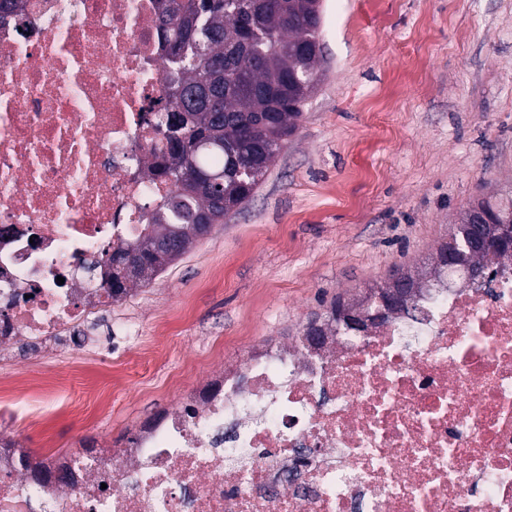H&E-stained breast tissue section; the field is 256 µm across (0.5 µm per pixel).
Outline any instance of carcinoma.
I'll return each instance as SVG.
<instances>
[{
    "instance_id": "obj_1",
    "label": "carcinoma",
    "mask_w": 512,
    "mask_h": 512,
    "mask_svg": "<svg viewBox=\"0 0 512 512\" xmlns=\"http://www.w3.org/2000/svg\"><path fill=\"white\" fill-rule=\"evenodd\" d=\"M321 0H169L159 21L177 67L166 113L174 189L137 239L112 250L135 254L137 275L113 277L112 298L145 286L224 216L247 202L297 130L323 62ZM476 206L512 225V198ZM462 211L448 225L457 265H478Z\"/></svg>"
}]
</instances>
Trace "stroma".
I'll return each mask as SVG.
<instances>
[{
  "mask_svg": "<svg viewBox=\"0 0 512 512\" xmlns=\"http://www.w3.org/2000/svg\"><path fill=\"white\" fill-rule=\"evenodd\" d=\"M321 80L257 193L112 309L140 335L0 357L35 459L122 447L218 363L425 261L512 188V0H322Z\"/></svg>",
  "mask_w": 512,
  "mask_h": 512,
  "instance_id": "obj_1",
  "label": "stroma"
}]
</instances>
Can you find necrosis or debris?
I'll list each match as a JSON object with an SVG mask.
<instances>
[{"instance_id":"necrosis-or-debris-1","label":"necrosis or debris","mask_w":512,"mask_h":512,"mask_svg":"<svg viewBox=\"0 0 512 512\" xmlns=\"http://www.w3.org/2000/svg\"><path fill=\"white\" fill-rule=\"evenodd\" d=\"M159 0L0 9V353L111 308L114 247L173 182ZM316 352L294 338L182 393L124 448L23 467L0 512H512V256Z\"/></svg>"}]
</instances>
